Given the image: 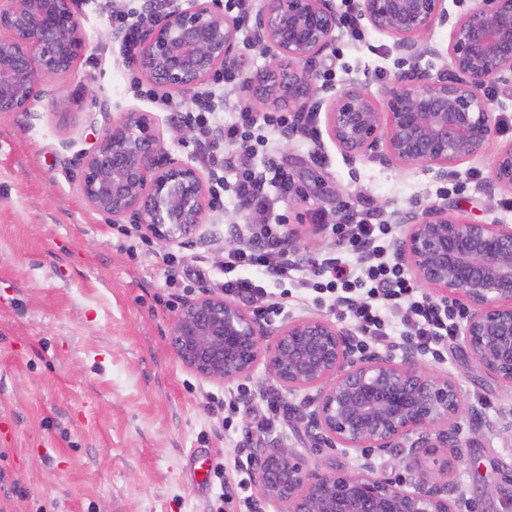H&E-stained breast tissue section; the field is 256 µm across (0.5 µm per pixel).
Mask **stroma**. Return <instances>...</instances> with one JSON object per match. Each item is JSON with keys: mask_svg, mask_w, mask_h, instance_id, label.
<instances>
[{"mask_svg": "<svg viewBox=\"0 0 512 512\" xmlns=\"http://www.w3.org/2000/svg\"><path fill=\"white\" fill-rule=\"evenodd\" d=\"M161 0H76L89 49L56 83L50 108L0 114V512H216L222 492L213 467L242 449L278 439L307 465L325 459L343 469L356 452L315 446L295 413L303 392L280 391L264 366L245 378L215 383L184 368L168 340L179 298L220 290L224 244L176 246L146 239L135 225L114 224L80 192V158L127 112L150 113L166 151L195 166L204 153L194 140L174 135L190 122L194 95L170 93L166 103L146 97L150 82L126 62L113 40V13L157 10ZM238 65L223 96L239 99L244 78L268 62L250 24L239 32ZM322 82L349 80L371 93L399 70L391 37L364 27L335 41L314 64ZM493 116L508 122L486 152L463 161L447 180L422 167L349 162L317 122L313 136L282 139L256 130L251 154L219 143L234 160L263 169L275 162L291 177L289 193L264 190L272 213L288 217L303 240L321 239L339 250L335 202L391 223L383 260H391L406 227L391 214L447 203L474 224H511L512 195L490 186L500 149L512 142V79L489 89ZM286 315L316 314L352 331L342 305L318 301L302 289ZM429 370L453 377L465 405L485 421L475 429L461 418L454 432L464 460L445 452L426 458L447 469L474 512H512V432L494 428L512 412V386L482 373L460 339L444 358L420 353ZM265 429H258L262 416Z\"/></svg>", "mask_w": 512, "mask_h": 512, "instance_id": "1", "label": "stroma"}]
</instances>
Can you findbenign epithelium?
<instances>
[{
  "label": "benign epithelium",
  "instance_id": "obj_1",
  "mask_svg": "<svg viewBox=\"0 0 512 512\" xmlns=\"http://www.w3.org/2000/svg\"><path fill=\"white\" fill-rule=\"evenodd\" d=\"M445 0H360L359 19L394 38L403 65L382 90L385 106L356 80L339 90L318 83L312 63L330 48L341 15L334 0H263L252 20L269 62L249 77V97L268 106L325 111L327 133L350 160L420 165L436 180L483 154L497 134L488 87L512 73V0H480L451 20ZM451 25L449 69L413 64L432 48L425 36ZM239 22L210 0L171 2L149 13L131 65L153 84L188 93L238 55ZM89 44L74 0H0V114L54 103L53 82ZM492 183L512 192V143L498 154ZM80 191L114 224H138L166 244L211 241L217 223L203 172L167 153L145 112L112 122L81 163ZM408 225L394 246L397 263L439 304L462 309L458 334L472 363L512 386V225L472 224L446 205L397 216ZM294 258L319 247L289 235ZM187 370L216 383L247 376L262 362L285 391H308L299 421L327 448L361 454L349 470L309 466L293 448L272 443L255 458L260 494L282 512H464L467 499L421 455L443 448L463 459L451 428L462 415L456 380L429 371L410 349L396 362L357 354L343 328L317 315L275 324L244 303L203 289L184 298L169 329ZM396 450L409 478L376 473L371 456Z\"/></svg>",
  "mask_w": 512,
  "mask_h": 512
}]
</instances>
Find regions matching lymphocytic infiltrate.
Masks as SVG:
<instances>
[{
    "mask_svg": "<svg viewBox=\"0 0 512 512\" xmlns=\"http://www.w3.org/2000/svg\"><path fill=\"white\" fill-rule=\"evenodd\" d=\"M195 106V122L201 130L219 132L225 142L239 144L247 154L253 150L250 140L254 129H285L298 124V117L292 112H254L245 107L231 115H224L212 91L197 98ZM234 189L239 198L249 200L251 212L260 218L261 223L256 226L248 243L228 253L224 270L229 277L224 281V292L242 300L254 301L266 295L264 283L267 278L282 283L294 280L299 267L291 263L285 254L283 220H276L272 224L262 221L264 214L269 211V204L253 168L238 167ZM335 232L340 241L345 242L350 251L357 255L365 246L383 240L389 234L390 227L375 223L371 213L362 212L336 225ZM313 271L317 277L315 291L337 294L339 302L347 308L364 333L385 335L389 325L388 312L403 305L407 308L406 320L412 326L417 344L423 351L437 353L452 334L447 310L426 299L416 298V290L399 264L372 261L358 266L329 253L314 262Z\"/></svg>",
    "mask_w": 512,
    "mask_h": 512,
    "instance_id": "lymphocytic-infiltrate-1",
    "label": "lymphocytic infiltrate"
}]
</instances>
